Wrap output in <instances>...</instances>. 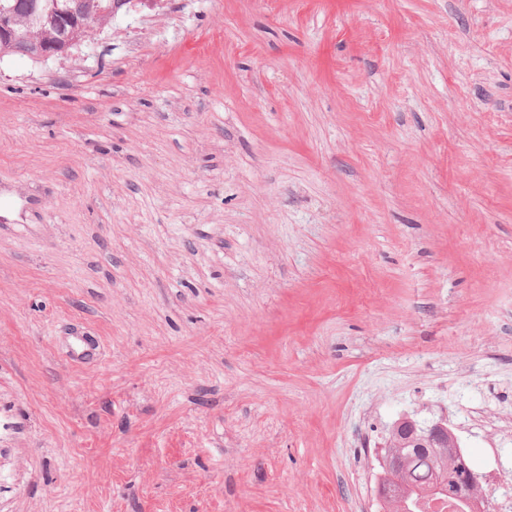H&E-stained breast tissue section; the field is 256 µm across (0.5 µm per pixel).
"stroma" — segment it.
I'll use <instances>...</instances> for the list:
<instances>
[{
    "mask_svg": "<svg viewBox=\"0 0 512 512\" xmlns=\"http://www.w3.org/2000/svg\"><path fill=\"white\" fill-rule=\"evenodd\" d=\"M406 416L512 490V0L0 59V512H382Z\"/></svg>",
    "mask_w": 512,
    "mask_h": 512,
    "instance_id": "obj_1",
    "label": "stroma"
}]
</instances>
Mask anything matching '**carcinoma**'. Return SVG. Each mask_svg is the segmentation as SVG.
Wrapping results in <instances>:
<instances>
[{"instance_id":"cac0c4a2","label":"carcinoma","mask_w":512,"mask_h":512,"mask_svg":"<svg viewBox=\"0 0 512 512\" xmlns=\"http://www.w3.org/2000/svg\"><path fill=\"white\" fill-rule=\"evenodd\" d=\"M0 4L9 9V25L13 36V54L32 41L55 43L74 37L75 31L70 23L60 24L59 20L70 10L94 11L112 6V11L96 14V28L107 27L112 16L126 9L131 0H0ZM454 461L448 456V449L439 448L430 454H410L405 464L396 474V487L400 498L410 508L418 512L419 500L428 497L448 498L447 486L440 478L448 473Z\"/></svg>"}]
</instances>
